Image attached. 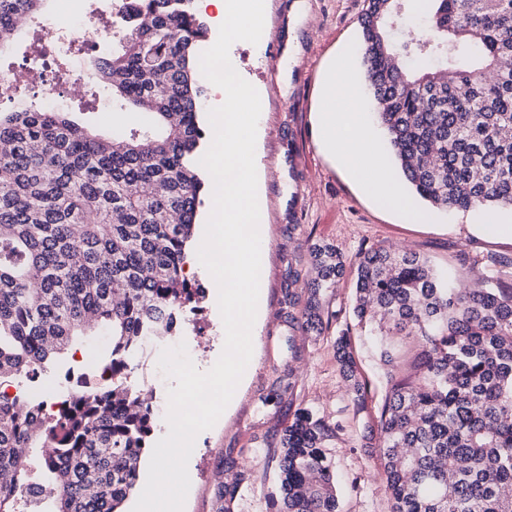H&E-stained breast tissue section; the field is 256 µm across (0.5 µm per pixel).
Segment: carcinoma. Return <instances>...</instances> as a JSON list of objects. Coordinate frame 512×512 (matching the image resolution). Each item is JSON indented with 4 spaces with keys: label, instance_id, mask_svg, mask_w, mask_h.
Here are the masks:
<instances>
[{
    "label": "carcinoma",
    "instance_id": "cac0c4a2",
    "mask_svg": "<svg viewBox=\"0 0 512 512\" xmlns=\"http://www.w3.org/2000/svg\"><path fill=\"white\" fill-rule=\"evenodd\" d=\"M46 2L0 0V49ZM410 8L425 12V28L397 41L392 25ZM361 27L373 109L410 189L439 210L512 207V0H367ZM112 29V56L88 66L112 86L113 111L140 112L139 122L104 136L68 112H0V384L17 383L0 391V512H28L46 494L57 512H122L154 417L130 375L204 298L186 265L206 196V27L192 0H114ZM33 52L70 79L39 37ZM410 57L431 66L413 70ZM308 251L312 290L299 314L288 292V321L320 335L339 321L321 291L345 261L329 245ZM459 263L486 270L483 285L461 290L420 256L382 246L355 260L353 315L378 337L383 365L364 447L378 449L390 512H512V262ZM99 332L111 336L108 357L67 371V395L23 388ZM398 335L418 343L408 375L387 342ZM335 349L364 410L374 394L350 328ZM338 429L297 409L281 439L276 512H339L326 452ZM35 444L50 449V486L29 476L24 449Z\"/></svg>",
    "mask_w": 512,
    "mask_h": 512
}]
</instances>
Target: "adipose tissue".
Here are the masks:
<instances>
[{
    "instance_id": "1",
    "label": "adipose tissue",
    "mask_w": 512,
    "mask_h": 512,
    "mask_svg": "<svg viewBox=\"0 0 512 512\" xmlns=\"http://www.w3.org/2000/svg\"><path fill=\"white\" fill-rule=\"evenodd\" d=\"M201 3L216 7L217 14L212 22L228 40L248 35L251 25L264 10V0H201ZM340 96L355 99L358 89L354 83L345 80L342 69L334 68L326 77L321 106L320 122L325 145L348 162L355 176L372 178L375 188L390 203H403L399 187L377 177L378 162L369 153L370 140L363 116L357 112L337 111L336 99Z\"/></svg>"
}]
</instances>
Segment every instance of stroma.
<instances>
[{"label": "stroma", "instance_id": "obj_1", "mask_svg": "<svg viewBox=\"0 0 512 512\" xmlns=\"http://www.w3.org/2000/svg\"><path fill=\"white\" fill-rule=\"evenodd\" d=\"M366 0H265L258 44L230 48L237 71L261 94L259 163L267 172L260 224L267 237L261 268L266 294L256 329L255 356L234 401L211 429L201 432L188 461L190 488L184 512H215L220 487L216 473L246 475L233 512H274L268 496L279 474L281 437L298 408L309 407L339 426L328 448L339 485L341 512H389L384 480L363 437L374 408L355 411L342 380L335 331L302 335L290 324L283 304L289 271H297L299 301L312 278L307 243L330 244L347 261L384 246L410 251L434 268L453 270L461 284L479 281V271L460 266V254L512 259V241L485 235V224H511L512 209L443 212L417 196L396 210L361 179L353 177L322 140L318 120L324 77L335 59L350 53L351 78L364 85L360 18ZM62 111H83L85 121L104 132L113 125L112 91L104 85L82 91L59 86ZM188 354L200 371L209 370L224 347L217 297L207 292L182 332ZM111 339L88 336L65 354L38 385L62 393L64 373L106 358ZM173 337L149 345L137 385L151 387L155 405L168 402L174 380L158 368Z\"/></svg>", "mask_w": 512, "mask_h": 512}]
</instances>
